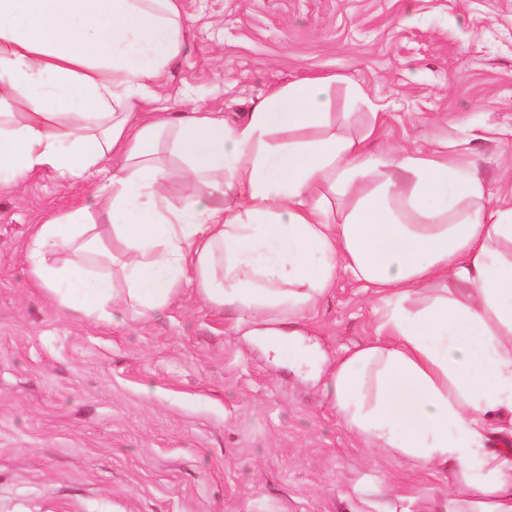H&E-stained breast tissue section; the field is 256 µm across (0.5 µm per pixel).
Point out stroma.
Returning a JSON list of instances; mask_svg holds the SVG:
<instances>
[{
  "mask_svg": "<svg viewBox=\"0 0 512 512\" xmlns=\"http://www.w3.org/2000/svg\"><path fill=\"white\" fill-rule=\"evenodd\" d=\"M187 36L154 107L236 120L274 87L329 78L336 131L428 150L512 198V0H178ZM83 188L0 186V512H447L453 470L368 446L321 379L184 288L165 317L91 324L31 282L32 225ZM347 279L310 313L333 363L376 338Z\"/></svg>",
  "mask_w": 512,
  "mask_h": 512,
  "instance_id": "1",
  "label": "stroma"
}]
</instances>
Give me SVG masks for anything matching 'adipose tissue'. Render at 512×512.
<instances>
[{
  "instance_id": "adipose-tissue-1",
  "label": "adipose tissue",
  "mask_w": 512,
  "mask_h": 512,
  "mask_svg": "<svg viewBox=\"0 0 512 512\" xmlns=\"http://www.w3.org/2000/svg\"><path fill=\"white\" fill-rule=\"evenodd\" d=\"M185 32L177 0H0V185L49 173L90 188L34 225L35 287L116 323L164 316L189 286L295 360L308 312L356 282L384 312L375 341L325 373L338 415L454 469L448 512H512V204L486 207L445 151L371 150L382 119L337 134L323 78L234 122L148 111ZM177 180L206 191L172 204Z\"/></svg>"
}]
</instances>
